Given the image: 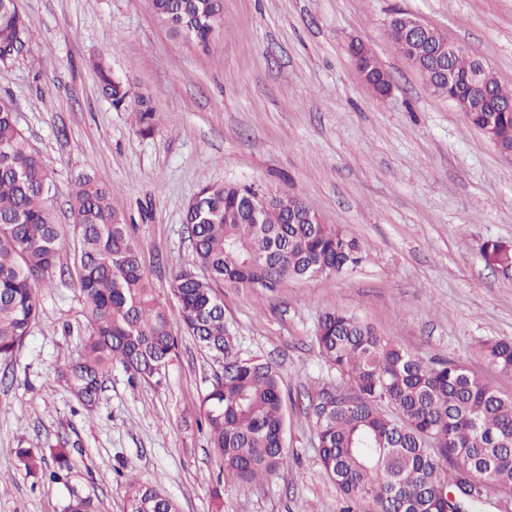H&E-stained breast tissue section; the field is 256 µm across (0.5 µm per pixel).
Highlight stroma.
<instances>
[{
  "label": "stroma",
  "mask_w": 512,
  "mask_h": 512,
  "mask_svg": "<svg viewBox=\"0 0 512 512\" xmlns=\"http://www.w3.org/2000/svg\"><path fill=\"white\" fill-rule=\"evenodd\" d=\"M29 51L0 68L10 102L56 185L49 205L70 225L79 175L110 185L173 325L171 276L195 260L183 224L208 184L269 198L299 194L326 224L357 239L366 259L331 280H293L276 293L225 289L224 312L243 357L276 364L288 404L286 458L248 485L225 475L199 429V404L224 363L183 337L162 382L107 379L94 412L62 369L89 327L64 248L24 346L0 361V512H61L68 486L99 512H124V473L159 481L178 512H343L324 472L310 403L340 379L313 341L329 308L354 313L426 358L466 362L500 391L482 342L512 339V276L485 265L482 246L512 244V154L468 126L433 92L389 35L398 12L445 32L512 87V0H224L203 47L175 35L153 0H18ZM372 49L392 91L378 96L348 46ZM105 58L133 97L154 109L139 134L130 107L101 93L92 62ZM66 439L70 485L29 475L17 451Z\"/></svg>",
  "instance_id": "stroma-1"
}]
</instances>
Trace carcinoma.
Here are the masks:
<instances>
[{"label": "carcinoma", "instance_id": "carcinoma-1", "mask_svg": "<svg viewBox=\"0 0 512 512\" xmlns=\"http://www.w3.org/2000/svg\"><path fill=\"white\" fill-rule=\"evenodd\" d=\"M158 19L186 38L207 45L223 0H154ZM30 31L16 0H0V66L29 47ZM448 36L432 28L413 44L417 70L438 94L448 93L433 64L432 50ZM460 78L476 59L450 54ZM101 92L117 107L130 91L103 62L95 64ZM512 89L488 73L484 91L468 100L467 122L493 146L512 152ZM135 122L154 131V110L137 100ZM54 186L43 160L18 126L10 103L0 101V358L13 357L39 316V289L53 281L65 239L45 188ZM256 193L210 184L189 201L185 223L193 226L195 262L173 275L170 295L181 327L197 345L224 359L199 413L210 448L224 472L241 483L274 474L285 454L286 410L275 365L243 358L238 337L224 319L222 288L273 293L290 280H329L355 270L364 260L354 238L333 224H289L305 211L297 194L275 197L259 216ZM71 214L73 269L84 316L91 328L77 359L63 372L88 411L99 403L104 377L119 366L130 382H161L177 357L179 336L166 303L155 294L140 249L114 203L112 187L90 174L78 177ZM482 258L491 268L512 267V245L488 241ZM319 354L341 386L326 389L310 406L318 454L326 474L352 505L370 501L376 512H481L484 500L473 474L490 467L498 487L512 495V395L454 359L424 360L377 333L360 317L328 309L314 332ZM488 365L512 373V340L482 344ZM31 474L64 481L72 471L67 443L20 448ZM127 512H177L160 483L125 478ZM61 512H96L94 502L73 489Z\"/></svg>", "mask_w": 512, "mask_h": 512}]
</instances>
